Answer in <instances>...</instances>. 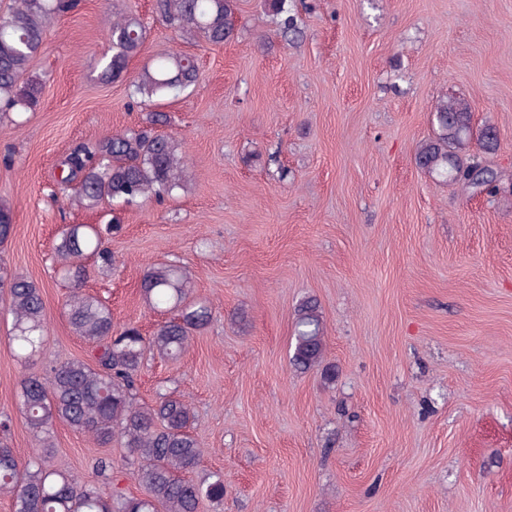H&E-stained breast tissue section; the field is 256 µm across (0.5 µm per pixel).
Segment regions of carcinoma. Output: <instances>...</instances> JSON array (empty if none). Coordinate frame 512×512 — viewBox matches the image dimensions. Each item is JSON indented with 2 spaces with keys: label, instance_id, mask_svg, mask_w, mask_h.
Segmentation results:
<instances>
[{
  "label": "carcinoma",
  "instance_id": "obj_1",
  "mask_svg": "<svg viewBox=\"0 0 512 512\" xmlns=\"http://www.w3.org/2000/svg\"><path fill=\"white\" fill-rule=\"evenodd\" d=\"M268 9L281 16L279 33L292 40L301 34L285 0H266ZM78 0H13L0 14V104L19 112L33 111L42 92L37 79L21 81L42 51L46 27L57 16L74 10ZM163 23L178 32H192L205 42L220 45L238 30L236 0H156ZM107 38L112 55L96 61L101 80L126 73L129 60L138 55L147 38L139 17L121 14L110 24ZM197 66L192 57L172 52L156 58L134 80L143 101L178 95L195 84ZM151 126L130 129L92 145L79 144L58 164V186L78 187L75 201L86 209L114 202L136 206L145 198L158 200L181 187L187 164L178 141L155 132ZM471 112L466 102L440 99L433 110L434 138L422 143L418 166L464 189L491 193L497 174L490 168L475 170L457 150L470 133ZM10 205L0 202V245L12 231ZM120 231L117 224L105 230L69 224L55 244L58 273L72 288L65 310L74 333L94 347V363L68 360L50 367L44 377L29 375L21 382L20 406L25 424L42 442V451L27 459L7 443L12 418L0 416V493L13 497L15 512H198L200 502L224 500V475L213 473L204 481L182 474L198 468L201 443L191 431L194 416L178 397L163 394L153 404L136 400V382L147 354L176 359L193 334L213 320L211 307L190 299V278L177 261L144 271L141 290L149 307L168 308L176 316L146 337L132 326L116 330L112 309L100 298L83 292L87 277L83 259L91 256L101 266L115 262L108 237ZM0 286L7 288L13 316L11 341L18 359L29 362L39 353L46 331L45 305L40 288L21 274L0 268ZM292 362L301 370L321 365L324 351L322 316L317 302L299 306ZM62 421L98 445L116 440L127 449L134 465L131 476L145 496H128L114 487L107 491L94 481L79 480L46 464L52 447L50 429Z\"/></svg>",
  "mask_w": 512,
  "mask_h": 512
}]
</instances>
